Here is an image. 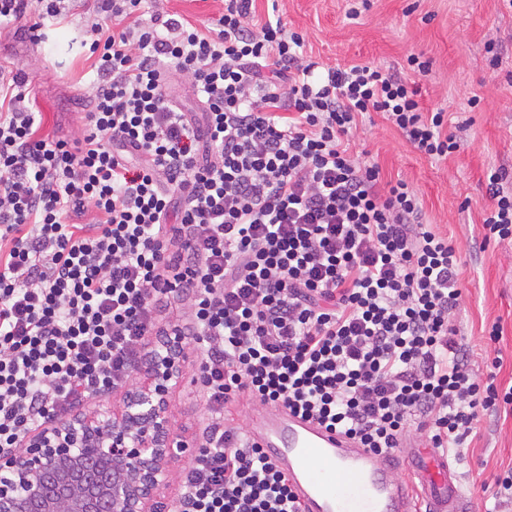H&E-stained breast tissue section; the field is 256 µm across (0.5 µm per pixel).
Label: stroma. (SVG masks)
Segmentation results:
<instances>
[{"label":"stroma","instance_id":"stroma-1","mask_svg":"<svg viewBox=\"0 0 512 512\" xmlns=\"http://www.w3.org/2000/svg\"><path fill=\"white\" fill-rule=\"evenodd\" d=\"M94 0H74L66 18L46 21L43 39L27 41L13 28L0 29V64L23 69L32 88L30 108L42 134L73 135L92 103L87 95L95 79L85 44L84 20ZM290 29L306 39L316 61L340 69L354 64L395 66L409 54L431 62L422 78L421 103L443 109L449 125L467 121L461 148L443 159L416 151L379 114L365 117L353 132L357 149L377 162L383 181L406 180L419 194L427 220L447 233L462 250L459 286L462 299L455 322L473 352L476 366L502 355L498 378L512 383V245L484 244L483 217L490 201L486 175L512 171V11L501 0H371L368 11L352 18L345 0H256L259 17L270 7ZM146 14L178 13L201 23L218 17L221 0H146ZM497 39L502 63L490 68L484 44ZM481 100L470 108L472 97ZM503 328L491 342L493 323ZM199 355L185 366L188 383L170 399L175 431L202 440L209 415L201 397ZM455 464L462 477L467 512H492L498 474L512 469V415L487 413L478 435Z\"/></svg>","mask_w":512,"mask_h":512}]
</instances>
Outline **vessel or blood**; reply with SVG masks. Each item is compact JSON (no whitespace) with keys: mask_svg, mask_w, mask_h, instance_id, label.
Instances as JSON below:
<instances>
[{"mask_svg":"<svg viewBox=\"0 0 512 512\" xmlns=\"http://www.w3.org/2000/svg\"><path fill=\"white\" fill-rule=\"evenodd\" d=\"M247 435L288 478L304 512H466L448 456L432 448L384 458L283 406H261Z\"/></svg>","mask_w":512,"mask_h":512,"instance_id":"1","label":"vessel or blood"}]
</instances>
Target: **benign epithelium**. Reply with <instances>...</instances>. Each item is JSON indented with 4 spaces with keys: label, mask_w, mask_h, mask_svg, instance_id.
Segmentation results:
<instances>
[{
    "label": "benign epithelium",
    "mask_w": 512,
    "mask_h": 512,
    "mask_svg": "<svg viewBox=\"0 0 512 512\" xmlns=\"http://www.w3.org/2000/svg\"><path fill=\"white\" fill-rule=\"evenodd\" d=\"M147 349L112 412L78 408L29 432L22 448H0V512H158L172 464L199 448L172 432L167 414L190 345L167 336Z\"/></svg>",
    "instance_id": "obj_1"
}]
</instances>
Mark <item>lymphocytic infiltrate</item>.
<instances>
[{
  "label": "lymphocytic infiltrate",
  "instance_id": "lymphocytic-infiltrate-1",
  "mask_svg": "<svg viewBox=\"0 0 512 512\" xmlns=\"http://www.w3.org/2000/svg\"><path fill=\"white\" fill-rule=\"evenodd\" d=\"M224 0L214 26L98 0L97 80L73 140L40 135L25 74L0 66V447L123 383L161 309L200 345L210 421L182 512H301L288 478L226 421L239 398L390 456L409 426L462 455L512 406L452 315L459 248L405 181L350 148L377 112L418 151L461 147L396 68L319 65L281 17ZM71 0H0V27ZM187 76L203 112L168 95ZM484 242H512V174L487 176Z\"/></svg>",
  "mask_w": 512,
  "mask_h": 512
}]
</instances>
